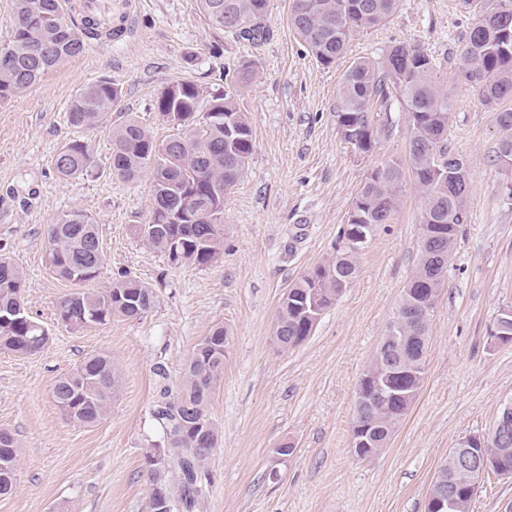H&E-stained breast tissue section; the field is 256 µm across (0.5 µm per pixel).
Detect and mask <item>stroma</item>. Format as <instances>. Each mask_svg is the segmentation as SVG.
Here are the masks:
<instances>
[{"label":"stroma","mask_w":512,"mask_h":512,"mask_svg":"<svg viewBox=\"0 0 512 512\" xmlns=\"http://www.w3.org/2000/svg\"><path fill=\"white\" fill-rule=\"evenodd\" d=\"M498 0H398L382 26L353 38L344 56L322 65L288 23L290 0H273L258 46L213 27L198 0H112L133 32L100 41L0 102V248L25 274L29 315L48 332L30 356L0 350V430L18 447L17 486L0 512H147L145 458L159 443L152 417L153 368L177 386L184 363L215 325L228 341L210 411L219 439L205 462L209 492L195 512H425L432 481L450 449L490 436L512 406V343L491 329L512 307V165L497 156L494 110L456 70L464 36ZM395 43L421 46L451 99L446 146L467 164L468 224L448 263L429 330L425 374L410 410L379 453L352 450L359 383L420 254L422 201L406 184L392 223L378 226L357 259L350 288L300 345L280 351L276 312L289 285L334 257L351 203L368 173L409 161L404 104L375 112L379 135L355 151L337 124L338 89L358 58L381 60ZM248 60L253 80L236 101L253 131L244 177L224 196V253L208 267L174 265L137 239L153 182L109 175V131L132 119L160 142L178 137L155 108L162 90L191 81L206 90L235 84ZM108 77L123 97L94 131L66 121L81 87ZM86 141L95 174L60 177L53 166L68 140ZM91 216L107 263L106 285L127 272L154 288L155 308L139 321L73 328L57 315L72 283L46 262L48 224L71 209ZM109 355L121 375L105 419L68 421L52 390L85 358ZM290 455H278L282 446ZM512 507V476L488 471L470 512Z\"/></svg>","instance_id":"stroma-1"}]
</instances>
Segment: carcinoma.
Wrapping results in <instances>:
<instances>
[{
	"instance_id": "cac0c4a2",
	"label": "carcinoma",
	"mask_w": 512,
	"mask_h": 512,
	"mask_svg": "<svg viewBox=\"0 0 512 512\" xmlns=\"http://www.w3.org/2000/svg\"><path fill=\"white\" fill-rule=\"evenodd\" d=\"M398 0H291L289 23L305 47L324 65L342 56L349 42L388 21ZM271 0H200L210 23L239 41L258 45L269 29L258 19ZM102 32L90 19L76 22L65 12L63 0H15L8 41L0 46V101H8L36 84L49 70L80 55L87 41ZM458 75L479 87L485 105L496 106L512 95V0L480 14L469 29L460 54ZM403 100L410 128L409 158L414 184L423 203L420 258L402 293L393 322L407 345L394 356L396 370L424 374L431 315L445 285L443 258L456 244L461 225L468 223L465 165L445 145L450 98L436 77L430 56L417 45L395 44L382 62L359 58L345 71L337 105V122L344 140L360 153L372 150L377 126L372 108L385 105L393 94ZM121 89L110 78L81 88L73 97L70 126L94 130L112 112ZM156 108L162 120L183 131V136L158 143L135 121L111 129L109 174L134 179L148 170L153 180V204L148 225H140L137 238L173 264L207 266L224 252V225L210 223L209 210L224 211V193L245 174L254 142L251 126L230 91L207 92L191 81L168 85ZM209 112L221 117L210 120ZM236 119L232 128L224 117ZM501 130L497 154L512 158V110L497 113ZM63 178L79 177L95 168L92 154L82 140L65 143L54 158ZM405 171L391 161L372 169L354 197L343 233V246L332 259L304 273L283 295L278 307L274 338L285 352L313 332L302 300L317 289L330 308L358 275L359 248L355 232L366 226L393 223ZM193 195L197 211L188 218L171 219L181 197ZM166 225V231L151 227ZM47 263L52 272L79 289L65 295L57 306L59 319L73 327L107 325L114 319L141 320L155 307L157 296L148 284L132 277L94 287L106 262L97 225L81 210H71L47 228ZM23 270L0 254V316L23 306ZM224 327L217 325L188 357L178 389L167 383L164 365L154 367L157 393L152 417L162 430L161 449L167 463L151 465L148 512H194L208 483L204 461L218 443V428L210 413L212 386L224 367ZM48 340L46 330L27 313L0 319V349L18 355L38 352ZM119 375L112 360L92 355L60 377L53 387L58 408L73 422L94 426L107 415ZM410 405L402 400H375L357 406L355 422H369L370 446L363 456L386 445ZM492 446L487 456L493 469L512 474V445ZM0 462L18 469L15 438L0 431ZM175 474L171 483L165 474ZM458 512H469L473 493L458 477L452 485Z\"/></svg>"
}]
</instances>
